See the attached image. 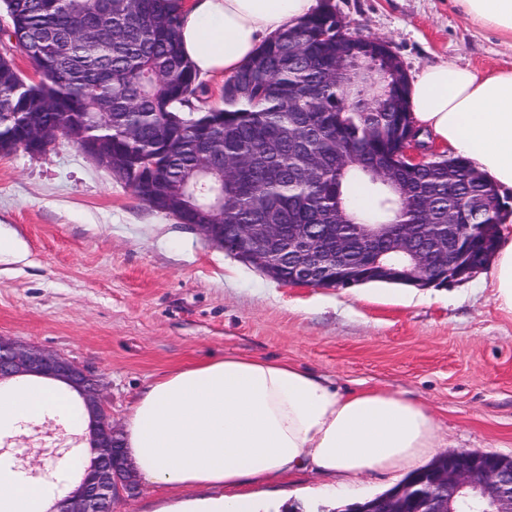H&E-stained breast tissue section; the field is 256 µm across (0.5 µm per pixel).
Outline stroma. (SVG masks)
Returning a JSON list of instances; mask_svg holds the SVG:
<instances>
[{"label": "stroma", "mask_w": 512, "mask_h": 512, "mask_svg": "<svg viewBox=\"0 0 512 512\" xmlns=\"http://www.w3.org/2000/svg\"><path fill=\"white\" fill-rule=\"evenodd\" d=\"M352 33L387 42L408 78L452 59L512 67V40L468 27L451 0H329ZM0 336L97 375L117 428L151 382L227 354L285 359L348 386L427 404L448 450L512 457V314L489 269L446 286L277 282L141 202L60 136L45 154L0 155ZM324 477L249 485L263 512H330ZM175 491L140 484L112 512H159Z\"/></svg>", "instance_id": "obj_1"}]
</instances>
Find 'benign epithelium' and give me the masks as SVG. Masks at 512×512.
<instances>
[{"label":"benign epithelium","instance_id":"1","mask_svg":"<svg viewBox=\"0 0 512 512\" xmlns=\"http://www.w3.org/2000/svg\"><path fill=\"white\" fill-rule=\"evenodd\" d=\"M415 123L403 122L400 131L399 161L418 166L427 161V151L414 138ZM191 228L208 240L223 245L241 260L259 268L268 277L288 284L316 286L328 273H336L334 288L357 284V266L347 262L343 252L325 246L308 224L289 227L283 237L280 224H238L233 243L224 235V194H217L201 220ZM454 224H434L426 235L417 225L404 224L392 235L391 247L370 258L369 268L385 278L399 274L417 287L459 282L471 278L485 258L482 253H461L458 262L448 263L452 244H461ZM50 376L77 390L90 415V450L94 455L93 473L67 496L58 500L55 512H107L116 494H132L138 487L136 475L126 463L114 429L112 416L100 397L99 381L77 362L36 346L0 336V382L16 377ZM69 452L59 445L28 448L35 455L38 469L33 475L50 477L43 459L57 461ZM428 484L429 512H457L460 496L477 503V512H512V468L505 469L502 457L493 452L459 449L439 455V462L425 470L417 483L398 489L378 510L366 499L343 508L342 512H418L413 508L416 485Z\"/></svg>","mask_w":512,"mask_h":512}]
</instances>
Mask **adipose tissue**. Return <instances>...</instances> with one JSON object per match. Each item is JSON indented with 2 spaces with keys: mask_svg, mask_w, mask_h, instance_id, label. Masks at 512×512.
<instances>
[{
  "mask_svg": "<svg viewBox=\"0 0 512 512\" xmlns=\"http://www.w3.org/2000/svg\"><path fill=\"white\" fill-rule=\"evenodd\" d=\"M473 28L512 38V0H454ZM317 0H182L180 41L199 75H232L262 41L307 17ZM408 102L431 137L512 188V68L482 74L450 60L423 68ZM500 309L512 314V235L492 258ZM54 416L86 426L79 394L48 377L0 383V434L23 433ZM425 404L380 388L348 390L297 364L226 355L175 370L132 404L126 455L150 485L208 488L212 498L178 512H251L243 485L309 471L328 491L351 490L364 475L409 473L440 445ZM58 491L0 457V512H52Z\"/></svg>",
  "mask_w": 512,
  "mask_h": 512,
  "instance_id": "ef3b65f1",
  "label": "adipose tissue"
}]
</instances>
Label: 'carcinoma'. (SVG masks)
<instances>
[{"instance_id":"obj_1","label":"carcinoma","mask_w":512,"mask_h":512,"mask_svg":"<svg viewBox=\"0 0 512 512\" xmlns=\"http://www.w3.org/2000/svg\"><path fill=\"white\" fill-rule=\"evenodd\" d=\"M10 19V47L0 53V113L27 112L52 142L75 132L112 159V174L157 211L192 223L224 188L226 224H342L364 262L363 225L446 224L464 238L500 239L503 219L475 204L499 193L467 159L435 160L418 169L399 165L392 123L407 105L408 86L395 56L374 72L338 64L362 35L336 31L327 5L265 41L224 81V107H204L207 87L181 52L180 16L172 0H0ZM40 78L16 68L11 49L26 52ZM108 113L102 119L98 113ZM30 134L0 125V151L25 148ZM224 135L215 170L195 171V143ZM368 168H385L375 184ZM370 190V206L352 216L353 193Z\"/></svg>"}]
</instances>
